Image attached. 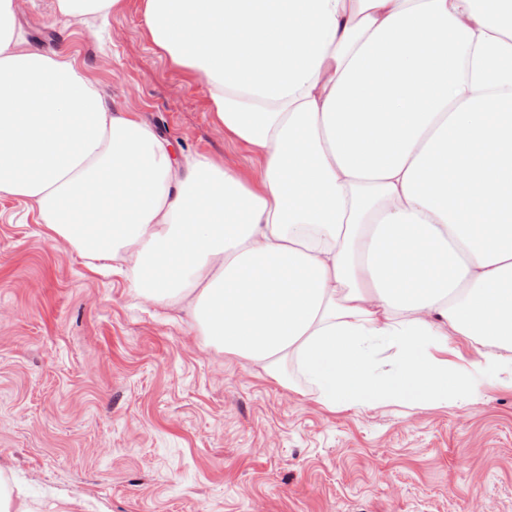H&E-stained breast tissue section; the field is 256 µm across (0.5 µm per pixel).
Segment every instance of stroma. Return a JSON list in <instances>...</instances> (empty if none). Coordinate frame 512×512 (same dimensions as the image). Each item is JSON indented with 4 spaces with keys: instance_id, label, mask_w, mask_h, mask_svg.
<instances>
[{
    "instance_id": "obj_1",
    "label": "stroma",
    "mask_w": 512,
    "mask_h": 512,
    "mask_svg": "<svg viewBox=\"0 0 512 512\" xmlns=\"http://www.w3.org/2000/svg\"><path fill=\"white\" fill-rule=\"evenodd\" d=\"M19 24L178 150L258 173L204 83L157 53L138 0L99 32L53 0H21ZM0 468L39 512H512V389L483 377L460 407L326 409L0 198Z\"/></svg>"
}]
</instances>
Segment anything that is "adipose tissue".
<instances>
[{"label": "adipose tissue", "instance_id": "1", "mask_svg": "<svg viewBox=\"0 0 512 512\" xmlns=\"http://www.w3.org/2000/svg\"><path fill=\"white\" fill-rule=\"evenodd\" d=\"M86 24L127 0H55ZM0 0V196L321 406L512 386V0H140L253 181L177 154ZM477 362H450L452 338Z\"/></svg>", "mask_w": 512, "mask_h": 512}]
</instances>
